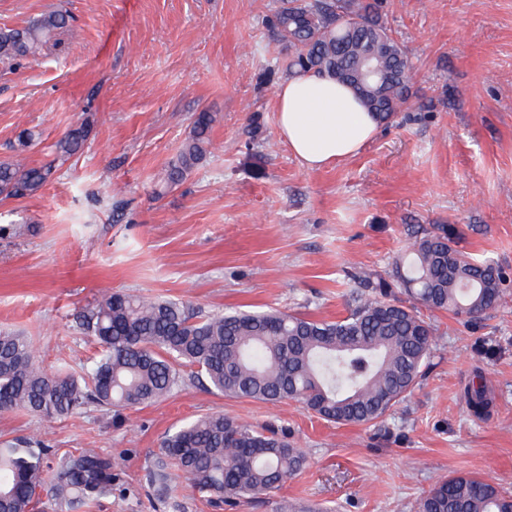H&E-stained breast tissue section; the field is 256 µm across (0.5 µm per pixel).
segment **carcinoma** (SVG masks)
Here are the masks:
<instances>
[{"label": "carcinoma", "mask_w": 512, "mask_h": 512, "mask_svg": "<svg viewBox=\"0 0 512 512\" xmlns=\"http://www.w3.org/2000/svg\"><path fill=\"white\" fill-rule=\"evenodd\" d=\"M381 8L382 0H283L270 24L292 74L330 72L342 80L363 56H373L381 76L359 99L388 123L408 108L413 66L381 22ZM69 25L65 11L53 10L23 27L0 28V62L36 59ZM213 122L207 110L195 114L167 184L204 160ZM91 133L88 123L69 130L52 145V163L37 166L24 157L35 133L20 130L14 157L0 161V197L39 192ZM500 284L498 267L458 249L438 228L412 236L391 281L361 280L348 314L335 321L280 310L203 317L182 300L106 290L75 316L77 328L99 345L97 359L77 372L63 359L57 373L47 374L29 337L0 330V412L24 409L52 421L89 405L151 404L172 393L188 367L226 395L297 401L337 424L373 423L412 392L428 367L436 329L421 310L477 321L502 303ZM395 286L405 298L392 292ZM464 396L473 415L487 414L492 398L482 376ZM162 448L191 490L218 510L275 492L305 462L286 435L222 413L178 428ZM113 482L112 457L93 449L59 456L41 441L0 443V512H32L43 492L62 512H80L111 494ZM416 512H512V491L478 476H451L420 498Z\"/></svg>", "instance_id": "1"}]
</instances>
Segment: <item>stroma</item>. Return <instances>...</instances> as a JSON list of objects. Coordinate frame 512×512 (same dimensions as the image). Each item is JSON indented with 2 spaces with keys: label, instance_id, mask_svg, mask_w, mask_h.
Instances as JSON below:
<instances>
[{
  "label": "stroma",
  "instance_id": "35a3bbf8",
  "mask_svg": "<svg viewBox=\"0 0 512 512\" xmlns=\"http://www.w3.org/2000/svg\"><path fill=\"white\" fill-rule=\"evenodd\" d=\"M281 0H0V27L59 8L71 28L39 60L0 63V160L17 132L29 163L83 120V150L36 195L0 200V326L39 363L98 351L73 316L103 290L179 298L203 314L278 308L346 316L362 278H388L410 230L447 225L503 274L481 320L435 312L426 375L377 424H334L184 380L167 398L55 421L0 412V440L36 437L110 454L118 479L90 512H213L178 471L149 472L163 438L221 412L284 430L304 467L277 491L301 512H414L439 481L479 475L512 489V0H386L383 19L415 66L409 107L353 158L302 167L280 139L285 51L268 24ZM212 147L177 186L165 174L195 113ZM492 397L472 416L464 388ZM465 402L474 416L482 417L489 411L492 398L481 375H476L466 386Z\"/></svg>",
  "mask_w": 512,
  "mask_h": 512
}]
</instances>
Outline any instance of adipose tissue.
I'll return each mask as SVG.
<instances>
[{
    "mask_svg": "<svg viewBox=\"0 0 512 512\" xmlns=\"http://www.w3.org/2000/svg\"><path fill=\"white\" fill-rule=\"evenodd\" d=\"M276 112L281 139L309 170L354 157L378 130L351 87L312 71L278 86Z\"/></svg>",
    "mask_w": 512,
    "mask_h": 512,
    "instance_id": "obj_1",
    "label": "adipose tissue"
}]
</instances>
